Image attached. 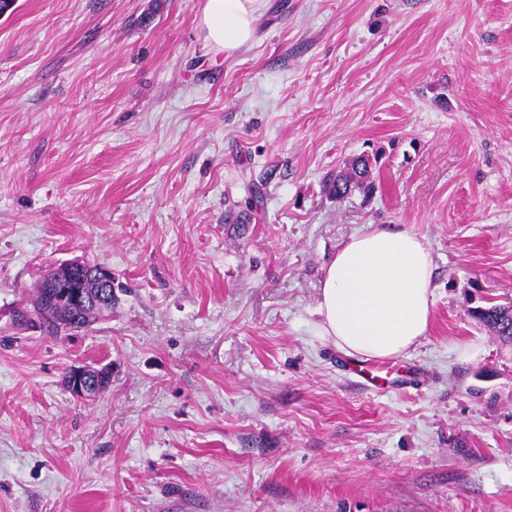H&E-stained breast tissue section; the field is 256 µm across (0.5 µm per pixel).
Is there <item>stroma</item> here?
<instances>
[{
    "instance_id": "stroma-1",
    "label": "stroma",
    "mask_w": 512,
    "mask_h": 512,
    "mask_svg": "<svg viewBox=\"0 0 512 512\" xmlns=\"http://www.w3.org/2000/svg\"><path fill=\"white\" fill-rule=\"evenodd\" d=\"M204 0L0 15V512H512V0H274L213 60ZM377 158L371 198L327 177ZM245 214L246 223L230 224ZM423 236L427 336L364 389L316 312L377 226ZM112 310L17 330L49 270ZM111 365L74 398L66 370ZM80 261H66L57 266L55 270L48 274L45 281L46 297L52 303L63 308L69 294V282L77 273L88 272L89 276L95 280L97 292L92 296H85L83 305H97L107 309L112 305V271L103 266L90 265ZM474 317L501 340L512 342V306L491 304L478 308Z\"/></svg>"
}]
</instances>
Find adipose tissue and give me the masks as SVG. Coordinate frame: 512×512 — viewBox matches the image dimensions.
I'll return each instance as SVG.
<instances>
[{
    "mask_svg": "<svg viewBox=\"0 0 512 512\" xmlns=\"http://www.w3.org/2000/svg\"><path fill=\"white\" fill-rule=\"evenodd\" d=\"M272 0H205L199 26L205 47L231 55L260 41ZM434 304V263L424 237L375 228L351 237L326 267L320 328L350 355L389 359L426 336Z\"/></svg>",
    "mask_w": 512,
    "mask_h": 512,
    "instance_id": "ef3b65f1",
    "label": "adipose tissue"
}]
</instances>
